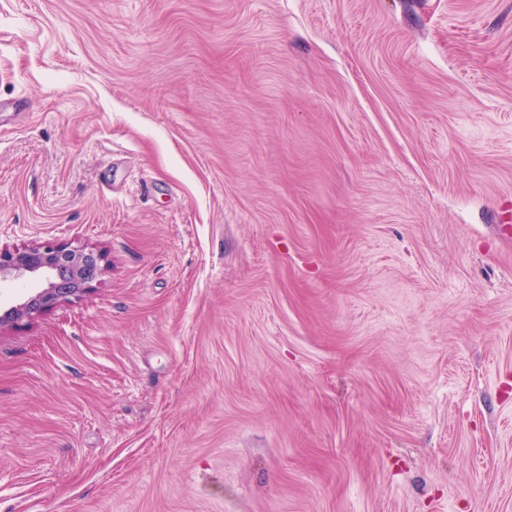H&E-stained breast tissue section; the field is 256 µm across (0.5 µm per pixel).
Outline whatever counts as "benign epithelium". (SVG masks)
Segmentation results:
<instances>
[{
	"instance_id": "benign-epithelium-1",
	"label": "benign epithelium",
	"mask_w": 512,
	"mask_h": 512,
	"mask_svg": "<svg viewBox=\"0 0 512 512\" xmlns=\"http://www.w3.org/2000/svg\"><path fill=\"white\" fill-rule=\"evenodd\" d=\"M100 253L59 245H32L22 249L0 247V280L43 276L47 287L0 316V324L37 313L61 299L90 291L102 271Z\"/></svg>"
}]
</instances>
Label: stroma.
<instances>
[{
  "label": "stroma",
  "instance_id": "stroma-1",
  "mask_svg": "<svg viewBox=\"0 0 512 512\" xmlns=\"http://www.w3.org/2000/svg\"><path fill=\"white\" fill-rule=\"evenodd\" d=\"M0 512H512V0H0ZM103 257L93 250L59 245H32L22 249L0 247V280L44 276L47 287L0 316V325L40 312L67 297H80L90 291L102 271ZM93 268V273H89ZM61 273L66 279L62 287Z\"/></svg>",
  "mask_w": 512,
  "mask_h": 512
}]
</instances>
